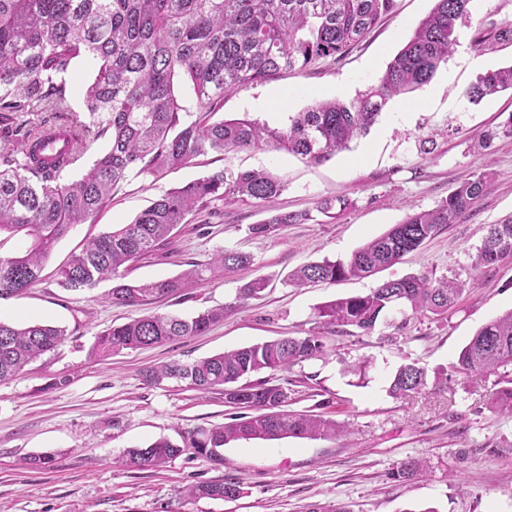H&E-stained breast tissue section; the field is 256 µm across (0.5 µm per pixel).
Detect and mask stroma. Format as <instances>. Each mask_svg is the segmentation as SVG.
Instances as JSON below:
<instances>
[{
	"instance_id": "1",
	"label": "stroma",
	"mask_w": 512,
	"mask_h": 512,
	"mask_svg": "<svg viewBox=\"0 0 512 512\" xmlns=\"http://www.w3.org/2000/svg\"><path fill=\"white\" fill-rule=\"evenodd\" d=\"M433 6L434 0H397L395 12L341 64L243 89L225 101L224 118L246 116L282 127L289 114L316 101L353 100L377 83ZM458 33L447 64L428 84L391 99L350 150L309 164L262 146L201 156L155 180L129 177L109 206L74 225L57 244L35 286L0 302L1 321H49L68 333L28 374L0 382V512H307L309 505L336 502L353 504L356 512H512V417L486 409L490 381L430 384L407 397L389 392L399 365L414 361L431 372L456 362L483 324L512 309L510 260L471 279L449 317L407 321L393 312L372 334L329 336L325 357L295 368L298 384L290 409L332 413L352 424L351 436L241 440L224 447L220 466L189 454L151 470L122 461L129 449L223 423L230 412L220 393L204 394L178 380L150 385L143 369L305 335L316 307L376 284L369 278L286 285L300 265L350 257L390 225L434 208L459 181L485 169L497 174L492 191L384 271V278L463 271L488 225L512 217V139L496 140L487 149L471 146L512 112V91L478 103L465 95L480 75L512 64V45L479 51L470 44V28L459 26ZM431 132L438 135V148L425 160L418 140ZM215 169H264L282 178L286 188L276 206L283 211H310L318 199L337 194L354 206L336 220L319 216L253 237L248 227L265 218L263 206L215 203L179 225L163 250L131 264L126 279L174 277L222 249L252 253L253 266L217 273L166 299L120 306L106 300L102 286L77 293L57 286L55 270L88 240L130 223L162 191ZM257 276L268 279V288L238 302V288ZM215 306L225 307L224 318L205 334L105 359L89 354L96 335L111 325L155 313L191 316ZM362 359L370 362L365 376L348 372L349 364ZM44 454L51 456L50 464L30 465V457ZM409 457L429 459L430 471L407 483L394 479L397 464ZM224 478L239 482L243 496L194 500L184 493L189 485Z\"/></svg>"
}]
</instances>
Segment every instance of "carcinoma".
I'll return each instance as SVG.
<instances>
[{"label": "carcinoma", "instance_id": "carcinoma-1", "mask_svg": "<svg viewBox=\"0 0 512 512\" xmlns=\"http://www.w3.org/2000/svg\"><path fill=\"white\" fill-rule=\"evenodd\" d=\"M471 0H435L413 35L388 63L378 83L350 102L324 100L271 128L245 116L213 120L224 100L242 89L267 82L283 71L310 73L342 62L372 29L395 11L396 0H0V235L22 233L31 244L16 255H0V301L16 297L39 280L43 263L74 224L102 210L131 175L156 177L165 169L190 164L208 153L267 146L311 164L350 149L368 133L388 101L429 83L458 45L460 22L471 21ZM472 44L494 50L512 44V23L482 20ZM92 60L96 74L83 90L85 110L71 108L67 77L76 61ZM188 81L196 112H184L178 87ZM512 90V65L479 77L466 91L471 102ZM65 126L71 137L64 150L46 157L22 145ZM512 138V113L479 135L475 146ZM108 141L105 151L81 175L89 146ZM496 173L485 170L460 182L430 210L409 213L346 260L311 261L288 274V285L303 288L369 278L391 268L457 216L473 209L493 188ZM285 189L278 176L264 171L228 173L223 169L160 194L131 223L93 238L58 270L61 287L88 290L105 281L114 285L108 300L132 306L178 293L203 280L207 271L234 272L253 265L251 254L224 249L210 262L167 279L124 280L122 268L166 244L177 226L209 205L257 203L268 217L252 224L254 236L280 224H300L308 212H283L272 202ZM351 201L326 196L315 209L331 220ZM512 259V219L490 224L472 257L467 276ZM268 285L255 277L238 288L242 301ZM466 280L453 273L432 277L408 274L378 282L364 295L339 297L316 308V331L284 336L184 364L151 367L149 384L165 379L189 382L202 393L224 392V404L248 414L210 428L189 430L174 443L159 439L128 451L125 464L159 468L183 455L204 456L224 464L220 449L239 440L344 438L350 424L310 410L288 411V391L266 378L326 355L322 331L351 328L373 333L396 310L405 319L446 318L465 292ZM224 319V308L193 317L148 315L114 325L98 334L92 354L117 355L205 333ZM66 330L50 322L23 325L0 321V382L25 374L40 356L57 349ZM495 377L487 408L512 416V310L488 321L462 347L456 362L434 372L433 382ZM428 384L427 370L416 362L396 370L390 394L407 396ZM429 461L410 457L393 476L404 481L427 473ZM191 499L235 500L242 494L233 481H211L185 489Z\"/></svg>", "mask_w": 512, "mask_h": 512}]
</instances>
